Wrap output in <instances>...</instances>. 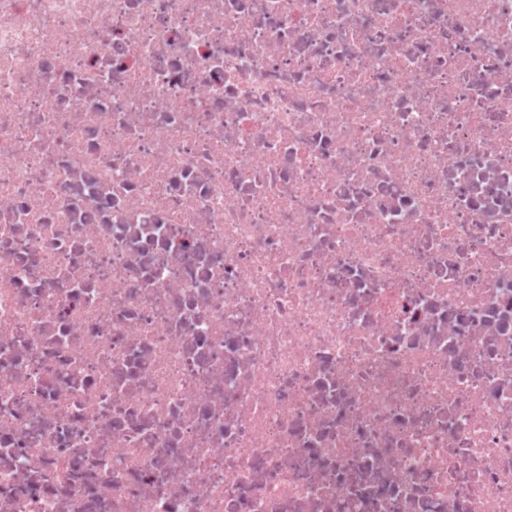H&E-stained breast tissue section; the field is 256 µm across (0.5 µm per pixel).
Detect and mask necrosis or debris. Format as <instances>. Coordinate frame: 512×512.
<instances>
[{
  "mask_svg": "<svg viewBox=\"0 0 512 512\" xmlns=\"http://www.w3.org/2000/svg\"><path fill=\"white\" fill-rule=\"evenodd\" d=\"M0 512H512V0H0Z\"/></svg>",
  "mask_w": 512,
  "mask_h": 512,
  "instance_id": "necrosis-or-debris-1",
  "label": "necrosis or debris"
}]
</instances>
